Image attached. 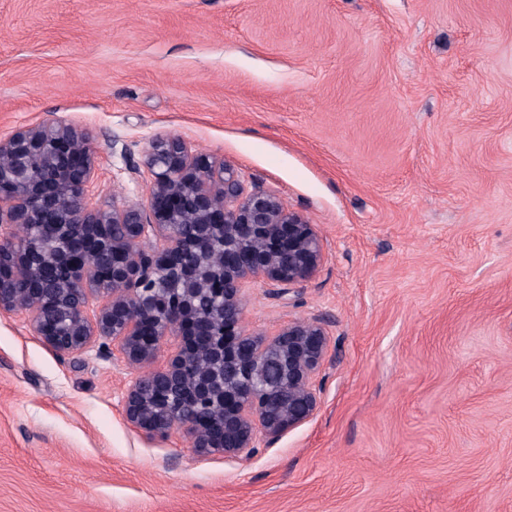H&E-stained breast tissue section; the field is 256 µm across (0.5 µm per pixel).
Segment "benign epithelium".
<instances>
[{
	"instance_id": "benign-epithelium-1",
	"label": "benign epithelium",
	"mask_w": 512,
	"mask_h": 512,
	"mask_svg": "<svg viewBox=\"0 0 512 512\" xmlns=\"http://www.w3.org/2000/svg\"><path fill=\"white\" fill-rule=\"evenodd\" d=\"M119 144L129 172L142 164L151 176L144 207L89 205L98 157L87 129L50 120L0 138V312L27 316L61 357L104 337L142 364L182 337L163 368L130 380L126 420L151 439L180 430L201 455L248 460L316 412L330 335L320 321L248 332L242 297L257 280L284 296L312 279L320 238L302 214L246 190L232 166L178 137H154L140 163L113 137ZM26 224L42 240L12 234ZM92 297L101 306L91 318Z\"/></svg>"
}]
</instances>
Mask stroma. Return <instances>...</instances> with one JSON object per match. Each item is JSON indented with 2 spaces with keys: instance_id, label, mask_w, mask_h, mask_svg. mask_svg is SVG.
I'll use <instances>...</instances> for the list:
<instances>
[{
  "instance_id": "1",
  "label": "stroma",
  "mask_w": 512,
  "mask_h": 512,
  "mask_svg": "<svg viewBox=\"0 0 512 512\" xmlns=\"http://www.w3.org/2000/svg\"><path fill=\"white\" fill-rule=\"evenodd\" d=\"M100 153L90 205L145 204L182 138L323 245L247 331L320 320L314 415L247 461L150 440L137 366L62 358L0 314V512H512V0H0V138Z\"/></svg>"
}]
</instances>
